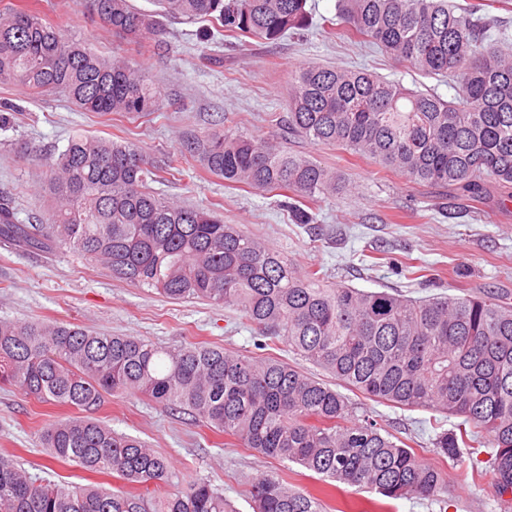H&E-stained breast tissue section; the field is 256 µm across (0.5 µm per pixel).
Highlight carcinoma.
<instances>
[{
	"instance_id": "1",
	"label": "carcinoma",
	"mask_w": 512,
	"mask_h": 512,
	"mask_svg": "<svg viewBox=\"0 0 512 512\" xmlns=\"http://www.w3.org/2000/svg\"><path fill=\"white\" fill-rule=\"evenodd\" d=\"M112 33L165 43L161 18L208 22L217 33L276 41L307 22L306 0H80ZM350 37L399 63L448 76L458 101L404 88L368 72L303 66L288 83V132L368 157L407 178L473 198L491 184L512 203V53L484 47L483 33L447 0H339ZM59 92L82 111L149 115L157 90L122 56H103L63 36L37 5L0 7V82ZM187 153L225 183L279 190L297 224L313 216L297 201L347 189L342 176L257 137L214 130ZM179 158L150 164L129 144L77 135L49 162L47 222L20 224L0 202V239L29 251L67 245L112 277L167 298L200 299L243 314L262 336L365 398L462 418L437 433L434 453L460 449L488 459L495 493L512 495V303L489 295L416 300L325 284L277 250L150 188L180 174ZM74 413L47 424L49 457L131 486L71 488L0 454V512H233L205 481L156 498L167 459L93 417L104 397L141 394L271 458L386 499L438 498L442 471L392 435L371 409L355 416L340 392L299 368L222 347H162L134 336L91 333L61 322L0 321V385ZM254 512H323L320 498L274 475L252 485Z\"/></svg>"
}]
</instances>
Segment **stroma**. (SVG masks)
I'll use <instances>...</instances> for the list:
<instances>
[{"label":"stroma","instance_id":"stroma-1","mask_svg":"<svg viewBox=\"0 0 512 512\" xmlns=\"http://www.w3.org/2000/svg\"><path fill=\"white\" fill-rule=\"evenodd\" d=\"M474 8V21L499 47H512V0H449ZM337 0H306V27L275 43L205 36L201 24L166 22V45L153 49L112 35L78 0H39L47 20L65 36L101 54H118L146 71L163 99L148 116L81 112L60 93L32 96L22 86L0 82V196H9L20 223L46 217L49 158L58 157L72 136L131 144L158 162L183 151L193 137L230 127L261 137L340 173L348 188L318 196L311 212L322 230L312 238L293 223L281 197L229 186L188 158L179 179L158 181L155 192L183 205L212 208L228 224L261 238L300 268H322L329 281L372 291H399L410 298L434 295L512 300V207L488 187L471 199L456 191L410 181L346 150L288 135L269 113L288 114V80L309 63L368 69L404 87L451 99L453 82L422 75L391 60L376 47L347 38L335 24ZM457 218L445 217V209ZM57 321L101 334L136 336L176 348L190 343L218 346L300 366L317 378L327 372L302 361L279 339L262 341L232 308L200 300L174 301L151 288L113 279L102 266L64 247L29 253L0 242V320ZM374 416L403 441L413 442L426 464L440 465L448 484L440 500L399 499L389 512H512L497 500L487 453L461 452L445 461L433 452L437 430H455L457 417L431 410L372 403ZM65 408L40 403L14 388L0 387V453L17 456L30 473L65 485H84L92 475L51 459L40 443L49 420ZM97 416L113 431L146 441L166 456L169 479L161 493L204 480L222 492L234 512H253L254 478L277 474L290 487L322 491L327 512H368L376 495L308 476L298 465L263 457L188 415L171 414L138 395L108 396Z\"/></svg>","mask_w":512,"mask_h":512}]
</instances>
